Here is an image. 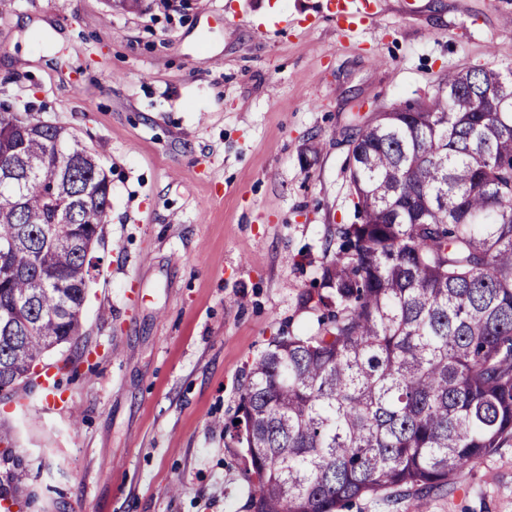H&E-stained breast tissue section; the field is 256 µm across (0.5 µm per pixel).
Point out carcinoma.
<instances>
[{
    "label": "carcinoma",
    "instance_id": "carcinoma-1",
    "mask_svg": "<svg viewBox=\"0 0 512 512\" xmlns=\"http://www.w3.org/2000/svg\"><path fill=\"white\" fill-rule=\"evenodd\" d=\"M358 222L310 336L252 362L237 418L251 512H340L443 487L512 436V70L448 73L352 139ZM110 177L66 127L0 105V390L78 345Z\"/></svg>",
    "mask_w": 512,
    "mask_h": 512
}]
</instances>
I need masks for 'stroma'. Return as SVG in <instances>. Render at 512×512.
<instances>
[{"label":"stroma","mask_w":512,"mask_h":512,"mask_svg":"<svg viewBox=\"0 0 512 512\" xmlns=\"http://www.w3.org/2000/svg\"><path fill=\"white\" fill-rule=\"evenodd\" d=\"M0 0V104L98 155L112 207L67 415L0 410L22 512H248L224 433L354 220L352 133L448 72L512 69V0ZM350 512H512V439L449 485ZM348 0H336V12L334 13L338 24L347 30H351L368 20V16L363 12H353L348 7Z\"/></svg>","instance_id":"stroma-1"}]
</instances>
